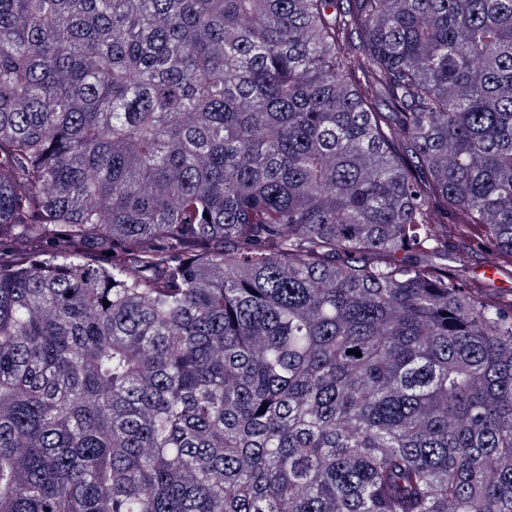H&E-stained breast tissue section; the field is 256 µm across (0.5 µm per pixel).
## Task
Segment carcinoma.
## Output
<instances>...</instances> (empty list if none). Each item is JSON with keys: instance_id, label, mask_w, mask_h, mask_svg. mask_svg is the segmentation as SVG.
Here are the masks:
<instances>
[{"instance_id": "1", "label": "carcinoma", "mask_w": 512, "mask_h": 512, "mask_svg": "<svg viewBox=\"0 0 512 512\" xmlns=\"http://www.w3.org/2000/svg\"><path fill=\"white\" fill-rule=\"evenodd\" d=\"M475 252L512 0H0V512H512Z\"/></svg>"}]
</instances>
